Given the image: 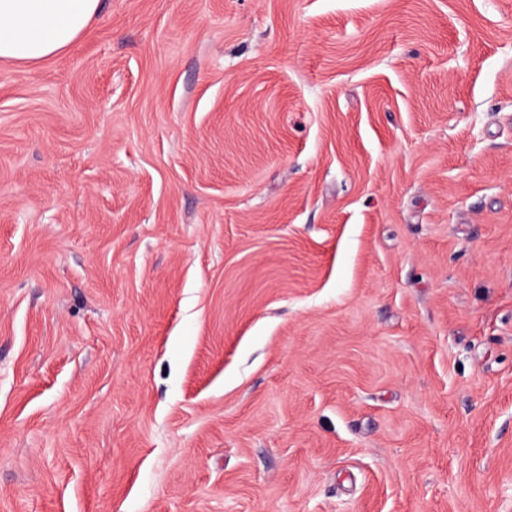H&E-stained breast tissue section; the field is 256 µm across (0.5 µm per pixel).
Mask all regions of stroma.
<instances>
[{
	"label": "stroma",
	"mask_w": 512,
	"mask_h": 512,
	"mask_svg": "<svg viewBox=\"0 0 512 512\" xmlns=\"http://www.w3.org/2000/svg\"><path fill=\"white\" fill-rule=\"evenodd\" d=\"M0 512H512V0L0 60Z\"/></svg>",
	"instance_id": "35a3bbf8"
}]
</instances>
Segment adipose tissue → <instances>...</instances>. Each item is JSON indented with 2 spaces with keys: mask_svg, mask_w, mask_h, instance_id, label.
Instances as JSON below:
<instances>
[{
  "mask_svg": "<svg viewBox=\"0 0 512 512\" xmlns=\"http://www.w3.org/2000/svg\"><path fill=\"white\" fill-rule=\"evenodd\" d=\"M101 0H0V60L36 64L65 52Z\"/></svg>",
  "mask_w": 512,
  "mask_h": 512,
  "instance_id": "adipose-tissue-1",
  "label": "adipose tissue"
}]
</instances>
